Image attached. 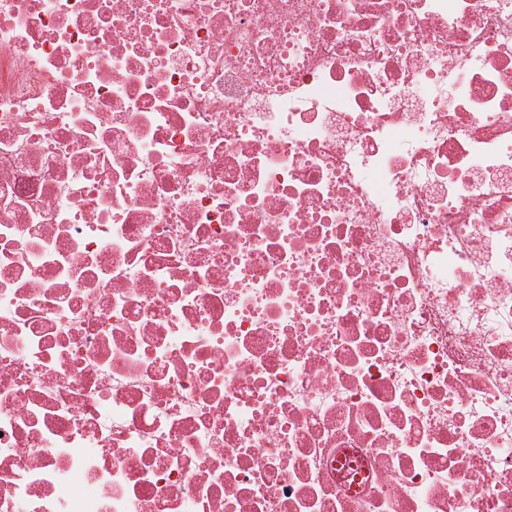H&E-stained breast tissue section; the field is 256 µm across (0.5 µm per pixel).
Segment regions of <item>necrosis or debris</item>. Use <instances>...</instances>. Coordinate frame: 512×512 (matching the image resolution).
I'll list each match as a JSON object with an SVG mask.
<instances>
[{
	"instance_id": "necrosis-or-debris-1",
	"label": "necrosis or debris",
	"mask_w": 512,
	"mask_h": 512,
	"mask_svg": "<svg viewBox=\"0 0 512 512\" xmlns=\"http://www.w3.org/2000/svg\"><path fill=\"white\" fill-rule=\"evenodd\" d=\"M0 512H512V0H0Z\"/></svg>"
}]
</instances>
